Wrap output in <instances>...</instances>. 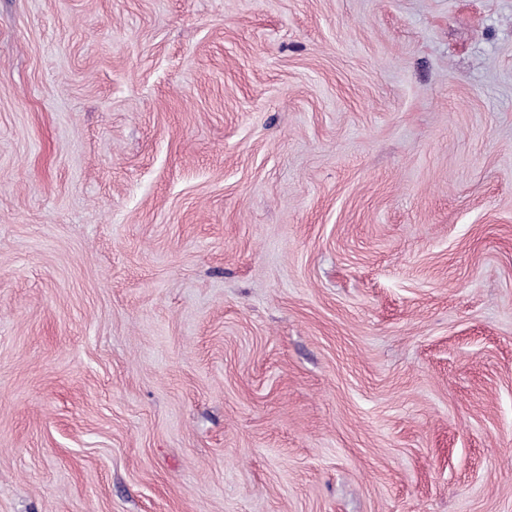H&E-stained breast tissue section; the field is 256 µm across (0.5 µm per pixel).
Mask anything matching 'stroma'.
Returning <instances> with one entry per match:
<instances>
[{"mask_svg": "<svg viewBox=\"0 0 512 512\" xmlns=\"http://www.w3.org/2000/svg\"><path fill=\"white\" fill-rule=\"evenodd\" d=\"M0 512H512V0H0Z\"/></svg>", "mask_w": 512, "mask_h": 512, "instance_id": "1", "label": "stroma"}]
</instances>
